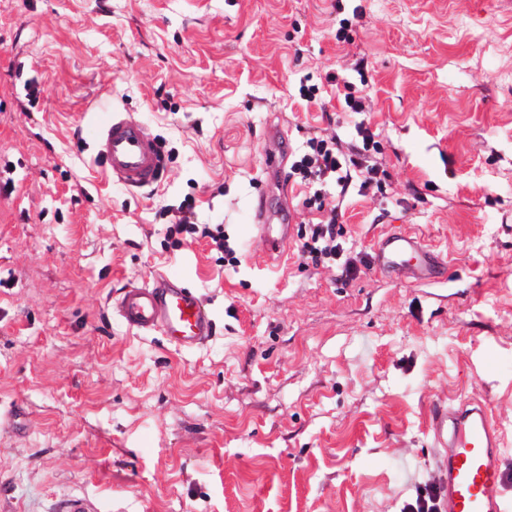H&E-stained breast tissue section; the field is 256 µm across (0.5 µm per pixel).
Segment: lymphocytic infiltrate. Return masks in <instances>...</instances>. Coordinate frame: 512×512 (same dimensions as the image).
<instances>
[{"label": "lymphocytic infiltrate", "mask_w": 512, "mask_h": 512, "mask_svg": "<svg viewBox=\"0 0 512 512\" xmlns=\"http://www.w3.org/2000/svg\"><path fill=\"white\" fill-rule=\"evenodd\" d=\"M381 144L364 122H356L349 143L337 138L309 137L302 150L288 160L287 178L308 188L304 206L319 212L321 218L299 229V253L312 264L333 261L344 253V241L339 222L343 202L352 183L361 190L382 187L383 180L370 159L380 153Z\"/></svg>", "instance_id": "lymphocytic-infiltrate-1"}]
</instances>
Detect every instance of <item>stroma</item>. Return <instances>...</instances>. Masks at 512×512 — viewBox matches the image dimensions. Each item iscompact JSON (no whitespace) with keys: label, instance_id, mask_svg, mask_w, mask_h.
<instances>
[{"label":"stroma","instance_id":"1","mask_svg":"<svg viewBox=\"0 0 512 512\" xmlns=\"http://www.w3.org/2000/svg\"><path fill=\"white\" fill-rule=\"evenodd\" d=\"M0 0V512H401L438 486L436 405L480 401L512 495V0ZM365 78L383 189L350 191L359 272L270 254L259 194L312 220L264 165L346 137L335 77ZM321 86L303 108L300 83ZM128 112L162 146L130 192L76 132ZM240 259L180 234L181 204ZM407 232L445 278L397 279L374 247ZM173 273L216 322L183 351L112 313ZM363 17L362 8L356 5L352 8L351 14H347L337 20L335 38L337 43L351 44L352 41V28L359 24Z\"/></svg>","mask_w":512,"mask_h":512}]
</instances>
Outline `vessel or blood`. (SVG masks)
I'll list each match as a JSON object with an SVG mask.
<instances>
[{
    "mask_svg": "<svg viewBox=\"0 0 512 512\" xmlns=\"http://www.w3.org/2000/svg\"><path fill=\"white\" fill-rule=\"evenodd\" d=\"M94 162L114 182L142 189L158 183L164 168L159 142L143 124L125 112H106L96 122ZM253 226L270 248L287 242L289 224H272L266 198H259ZM375 266L392 276L438 278L442 261L409 234L381 239L374 250ZM113 314L138 333H159L179 348L206 343L216 326L192 288L174 275L153 283L131 285L112 308ZM434 444L442 448L441 484L444 512H512L504 496L501 470L502 435L486 406L478 401L436 407Z\"/></svg>",
    "mask_w": 512,
    "mask_h": 512,
    "instance_id": "vessel-or-blood-1",
    "label": "vessel or blood"
}]
</instances>
